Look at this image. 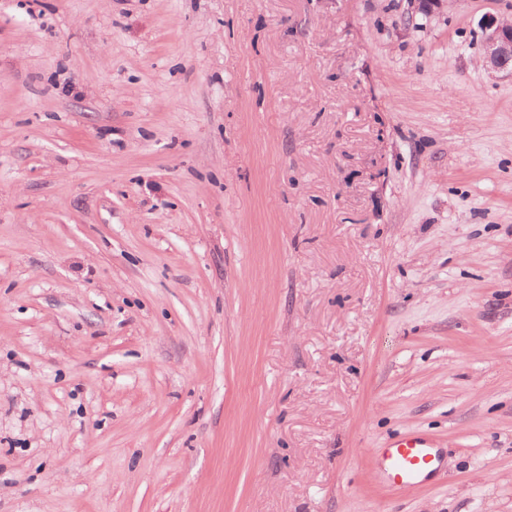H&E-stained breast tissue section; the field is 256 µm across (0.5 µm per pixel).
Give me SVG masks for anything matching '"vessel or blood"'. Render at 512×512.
<instances>
[{
    "label": "vessel or blood",
    "instance_id": "vessel-or-blood-1",
    "mask_svg": "<svg viewBox=\"0 0 512 512\" xmlns=\"http://www.w3.org/2000/svg\"><path fill=\"white\" fill-rule=\"evenodd\" d=\"M442 453L423 436L407 434L386 444L376 458L384 483L409 488L427 481L441 467Z\"/></svg>",
    "mask_w": 512,
    "mask_h": 512
}]
</instances>
